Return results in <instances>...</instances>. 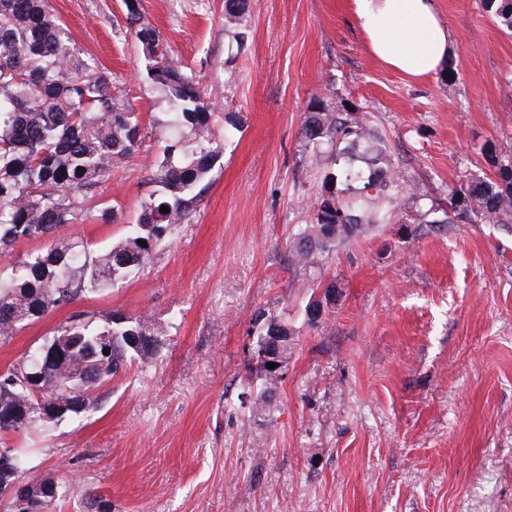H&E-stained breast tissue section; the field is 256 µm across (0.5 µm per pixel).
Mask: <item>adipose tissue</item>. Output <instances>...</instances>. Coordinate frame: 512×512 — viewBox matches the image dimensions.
Returning a JSON list of instances; mask_svg holds the SVG:
<instances>
[{"label": "adipose tissue", "instance_id": "1", "mask_svg": "<svg viewBox=\"0 0 512 512\" xmlns=\"http://www.w3.org/2000/svg\"><path fill=\"white\" fill-rule=\"evenodd\" d=\"M354 4L371 52L390 68L424 76L446 64L449 33L433 0H354Z\"/></svg>", "mask_w": 512, "mask_h": 512}]
</instances>
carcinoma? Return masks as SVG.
<instances>
[{
    "label": "carcinoma",
    "instance_id": "obj_1",
    "mask_svg": "<svg viewBox=\"0 0 512 512\" xmlns=\"http://www.w3.org/2000/svg\"><path fill=\"white\" fill-rule=\"evenodd\" d=\"M498 24L512 31V0H486ZM126 22L145 61L146 76L167 105L162 120V157L153 175L161 192L141 203L138 222L125 239L93 249L82 240L58 238L68 224L95 218L91 202L112 168L131 158L144 135L138 113L126 102L98 63L83 56L66 29L51 12L48 0H0V253L22 239L53 237L49 247L18 262L11 274H0V341H7L36 320L73 305L84 295L125 279L144 266L153 249L187 223L200 194L193 193L213 171L223 154L214 139L216 113L203 96L196 78L169 53L159 31L143 19L138 0H126ZM248 0H224V30L237 50L247 40ZM368 135L359 113L318 108L302 125L304 151L313 163L324 155L339 157L343 141ZM371 168L364 177L340 166L324 177L342 183L340 192L326 191L309 201L311 221L298 227L290 244L293 265L308 276L316 273V256L363 235L372 224H390L397 216L391 189L398 174L382 139L368 145ZM363 179V186L351 182ZM455 217L472 223L502 224L512 229V164L493 175L477 176L450 195ZM168 207L163 213L160 208ZM146 242L141 246L139 241ZM336 285L326 286L320 299L309 300L310 311L335 302ZM262 324L257 348L265 337L283 336L279 359L288 362L293 331L277 317L258 312ZM59 336H77L67 358L40 367L37 390L0 386V415L11 410L10 423H0V446L24 439L44 424L41 405L53 401L80 404L77 418L91 404L102 384L126 374L135 363L145 364L161 353L167 327L148 314L128 317L114 311H78L57 326ZM112 337V354L99 356L97 342ZM279 370H267L262 386L251 397L250 411L259 417L270 411ZM14 470L0 475V496L13 495V485L29 489L32 512H50L62 497V486L50 492L51 481L30 474L26 454L14 449Z\"/></svg>",
    "mask_w": 512,
    "mask_h": 512
}]
</instances>
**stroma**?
Wrapping results in <instances>:
<instances>
[{
    "instance_id": "1",
    "label": "stroma",
    "mask_w": 512,
    "mask_h": 512,
    "mask_svg": "<svg viewBox=\"0 0 512 512\" xmlns=\"http://www.w3.org/2000/svg\"><path fill=\"white\" fill-rule=\"evenodd\" d=\"M140 2L214 104L224 152L142 269L0 342L2 369L75 309L177 322L160 357L29 441L35 474L66 484L53 512H87L91 489L112 512H512V232L445 221L452 189L512 159V36L484 0H436L448 61L413 78L372 56L354 0H250L231 62L224 0ZM50 5L146 132L98 190L116 220L58 232L104 246L158 189L167 106L123 0ZM318 102L365 114L403 190L396 223L319 255L306 280L288 249L324 189L301 137ZM331 282L334 305L309 325V296ZM258 310L294 333L262 423L246 395L261 382Z\"/></svg>"
}]
</instances>
